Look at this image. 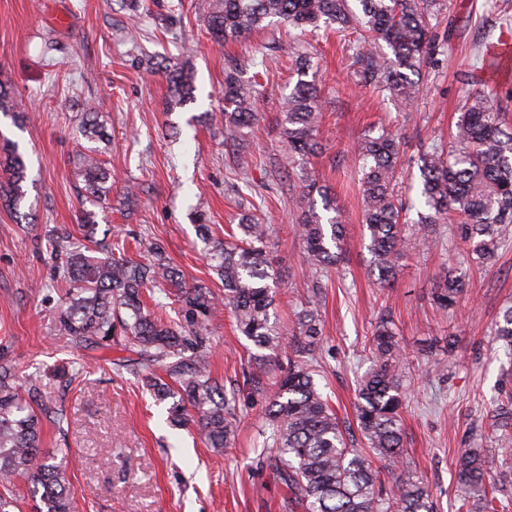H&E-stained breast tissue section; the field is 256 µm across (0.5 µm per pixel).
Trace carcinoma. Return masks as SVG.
I'll return each mask as SVG.
<instances>
[{"label": "carcinoma", "mask_w": 512, "mask_h": 512, "mask_svg": "<svg viewBox=\"0 0 512 512\" xmlns=\"http://www.w3.org/2000/svg\"><path fill=\"white\" fill-rule=\"evenodd\" d=\"M199 0L208 32L218 44L239 40L255 29L287 25L302 33L321 29L344 32L359 26L371 47L352 57L350 68L359 86L404 106L419 94L415 77L438 63L442 37L431 23L436 0ZM300 71L283 103L281 134L288 153L305 160L318 150L316 131L322 108L321 88L307 81V56L293 51ZM170 85V106L195 101V80L184 64L162 62ZM496 94L478 91L468 98L455 123L448 147L433 144L419 155L423 209L409 218L411 208L395 195L400 173L401 140L397 133L369 130L356 142L353 163L359 173L363 200L362 223L368 232L371 275L386 286L397 279L398 261L407 247L405 225L417 224L423 240H431L429 225L451 224L453 234L467 245V259L482 264L499 250L512 232V133L504 128ZM256 90L230 71L224 78V142L233 144L256 121ZM90 142L103 139L98 112L89 107L80 126ZM0 203L20 213L27 195V166L15 143L0 141ZM85 191L93 198L109 192L111 174L88 148L79 159ZM311 200L298 231L305 243L304 260L315 275L336 265L344 246V226L336 201L315 182L304 185ZM322 209H317V203ZM211 270L224 288V304L234 312L237 331L260 350L248 381L264 391L271 356L282 349L283 336L271 322L276 304L271 231L266 224L238 225L241 238L220 240L209 232L205 217H197ZM95 215L83 216L87 244L65 249L69 233L53 229L47 235L55 259V277L68 286L58 313V331L76 347L110 350L131 341L134 356L111 360L119 368L143 373L150 395L170 402L167 423L193 426L207 447H230L236 434L239 397L211 376L205 364L207 321L215 296L203 284H189L172 265L161 245L150 248V259L136 261L119 247L95 240ZM104 256H96L98 250ZM152 287L177 305L182 323L174 325L152 315L143 290ZM467 286L464 275L448 264L440 276L435 300L450 310ZM322 336L317 301L308 299L296 313L294 359L274 382L265 408L267 431L263 447L275 450L270 465L288 490V505L302 512H434L424 482L404 461L405 432L400 409L405 399L399 371L400 347L393 321L383 317L372 340L373 364L357 385V428L368 451L349 446L347 430L315 382V351ZM496 341L512 349V306L502 311L494 331ZM161 369L170 381L155 376ZM59 424L61 410L44 399L42 381L19 383L15 367L0 359V512H14L11 488L24 479L40 493L38 512H75V490L68 479L67 454L42 448L40 415ZM498 441L512 453V421L494 425ZM395 475L386 489L383 473ZM458 512H507L512 507V467L504 463L490 473L487 456L469 448L455 462Z\"/></svg>", "instance_id": "obj_1"}]
</instances>
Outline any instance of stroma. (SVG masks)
<instances>
[{
    "label": "stroma",
    "instance_id": "35a3bbf8",
    "mask_svg": "<svg viewBox=\"0 0 512 512\" xmlns=\"http://www.w3.org/2000/svg\"><path fill=\"white\" fill-rule=\"evenodd\" d=\"M141 3L134 12L127 0H0V82L23 112L19 122L0 114V139L16 142L24 156L31 213L21 222L0 207V357L12 360L19 378L41 376L64 412L62 423L43 421L42 446L72 455L76 512H289L288 492L263 457L264 395L241 396L234 445L216 452L193 428L168 426L165 405L154 402L138 376L59 334L66 286L46 287L54 261L45 233L60 227L82 242L87 210L97 213L98 235L121 231L129 257L146 260L150 243H158L187 282L217 294L223 288L207 264L196 216L205 215L222 239L246 216L269 225L277 324L291 333L302 303L317 296L324 366L317 381L341 420H355L370 340L380 318L391 316L407 387L401 416L408 457L437 512H456L453 457L462 448L500 456L493 416L512 412V358L492 342L500 312L512 305V237L489 264L467 267L468 286L454 309L434 301L443 267L466 257L446 224L438 225L430 246L407 252L392 286L378 287L369 273L350 148L369 126L402 130L396 192L415 202L419 153L447 141L470 94L496 91L512 124V67L491 72L486 58L490 44L512 34V0H439L437 23L448 45L439 67L423 71L408 107L355 85L347 50L361 47L360 31L302 37L270 26L220 46L196 0ZM293 43L310 54L322 87L319 150L306 169L335 195L345 225L342 254L318 276L304 266L297 231L306 169L292 161L280 134V104L297 81L288 67ZM164 57L193 66V103L168 109V82L154 71ZM232 69L257 80L260 116L242 140L228 144L224 76ZM91 103L108 134L99 148L112 188L101 201L87 195L77 174L87 147L80 121ZM255 352L236 331L230 308L220 307L208 326L212 375L228 388L242 384ZM443 356L448 372L439 376L432 363ZM62 365L79 378L56 377Z\"/></svg>",
    "mask_w": 512,
    "mask_h": 512
}]
</instances>
